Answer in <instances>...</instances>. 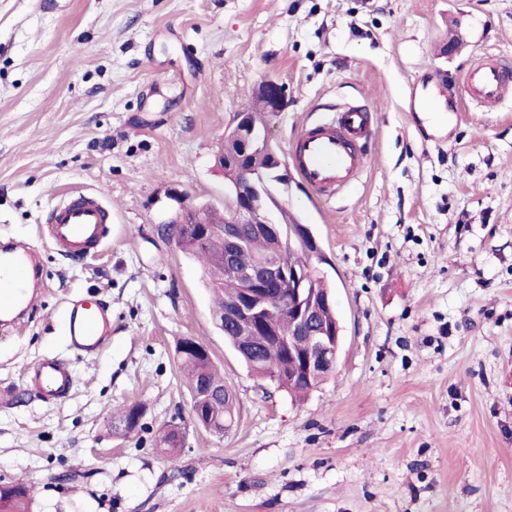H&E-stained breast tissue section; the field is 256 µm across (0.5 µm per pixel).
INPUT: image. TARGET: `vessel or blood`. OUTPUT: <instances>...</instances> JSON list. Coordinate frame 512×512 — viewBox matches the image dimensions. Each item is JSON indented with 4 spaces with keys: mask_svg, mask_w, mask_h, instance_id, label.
Instances as JSON below:
<instances>
[{
    "mask_svg": "<svg viewBox=\"0 0 512 512\" xmlns=\"http://www.w3.org/2000/svg\"><path fill=\"white\" fill-rule=\"evenodd\" d=\"M512 93V71L494 57L473 64L458 85L449 86L455 105L472 104L479 111H498ZM372 137L370 115L352 107L339 112L332 121L305 126L297 134L292 164L298 175L322 198L335 196L350 187L364 168L361 143ZM106 214L99 198L78 194L55 205L46 233L62 252L82 255L97 248L106 236ZM40 284V258L29 248L0 247V323L18 326L32 308ZM70 347L89 356L100 352L108 335V311L78 300L67 303L62 317ZM75 379L67 361L47 357L27 372L28 393L47 402L68 398Z\"/></svg>",
    "mask_w": 512,
    "mask_h": 512,
    "instance_id": "vessel-or-blood-1",
    "label": "vessel or blood"
}]
</instances>
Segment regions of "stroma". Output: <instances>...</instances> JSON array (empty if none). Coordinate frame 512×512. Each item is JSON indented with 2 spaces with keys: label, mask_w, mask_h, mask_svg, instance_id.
Here are the masks:
<instances>
[{
  "label": "stroma",
  "mask_w": 512,
  "mask_h": 512,
  "mask_svg": "<svg viewBox=\"0 0 512 512\" xmlns=\"http://www.w3.org/2000/svg\"><path fill=\"white\" fill-rule=\"evenodd\" d=\"M487 55L512 62V0H0V234L39 249L45 282L0 329V483L25 481L30 512H512V98L457 113L446 92ZM266 78L281 158L338 108L372 117L348 191L319 202L294 173L277 195L320 242L342 327L300 403L249 373L200 263L157 233L167 188L223 210L213 153ZM70 191L107 208L84 258L37 233ZM73 298L111 315L96 355L67 347ZM186 337L236 393L226 435L192 421ZM45 357L75 374L66 401L22 391Z\"/></svg>",
  "instance_id": "obj_1"
}]
</instances>
